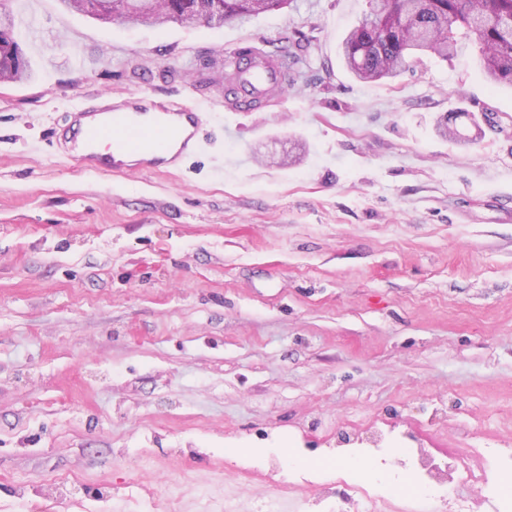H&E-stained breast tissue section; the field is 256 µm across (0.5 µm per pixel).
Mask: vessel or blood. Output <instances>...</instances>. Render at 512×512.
<instances>
[{
    "mask_svg": "<svg viewBox=\"0 0 512 512\" xmlns=\"http://www.w3.org/2000/svg\"><path fill=\"white\" fill-rule=\"evenodd\" d=\"M228 56L239 72L224 90L225 110L253 112L271 92L285 93L279 57L265 52L258 41L238 43ZM205 121L197 108L177 101L159 104L147 93H132L117 105L98 101L69 113L61 142L74 146L75 160L86 170L166 172L201 151Z\"/></svg>",
    "mask_w": 512,
    "mask_h": 512,
    "instance_id": "vessel-or-blood-1",
    "label": "vessel or blood"
}]
</instances>
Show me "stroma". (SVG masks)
Instances as JSON below:
<instances>
[{
  "instance_id": "35a3bbf8",
  "label": "stroma",
  "mask_w": 512,
  "mask_h": 512,
  "mask_svg": "<svg viewBox=\"0 0 512 512\" xmlns=\"http://www.w3.org/2000/svg\"><path fill=\"white\" fill-rule=\"evenodd\" d=\"M9 7L36 28L31 78L0 81V512H255L271 481L351 478L322 456L380 426L512 455V88L473 45L362 83L340 44L368 0L191 27ZM256 38L306 61L225 111L224 52ZM143 89L208 112L183 169L49 146L99 91ZM460 108L464 146L436 131ZM366 480L391 512H455L394 492L398 452Z\"/></svg>"
}]
</instances>
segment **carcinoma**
Segmentation results:
<instances>
[{"mask_svg": "<svg viewBox=\"0 0 512 512\" xmlns=\"http://www.w3.org/2000/svg\"><path fill=\"white\" fill-rule=\"evenodd\" d=\"M68 10L93 19L109 17L132 26L222 25L228 21L279 10L288 0H60ZM370 10L342 41L348 70L362 82L390 80L417 54L443 61L454 58L460 43L472 42L487 78L512 86V0H369ZM7 43L14 54L0 58V80L22 81L31 77L29 61L14 37ZM466 112L448 114L438 125L441 135L464 144L449 123Z\"/></svg>", "mask_w": 512, "mask_h": 512, "instance_id": "obj_1", "label": "carcinoma"}]
</instances>
